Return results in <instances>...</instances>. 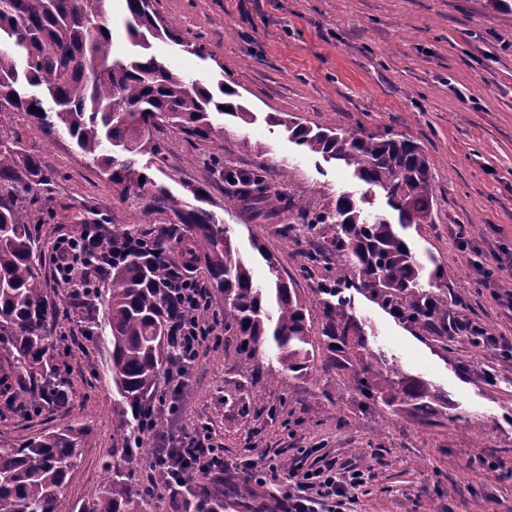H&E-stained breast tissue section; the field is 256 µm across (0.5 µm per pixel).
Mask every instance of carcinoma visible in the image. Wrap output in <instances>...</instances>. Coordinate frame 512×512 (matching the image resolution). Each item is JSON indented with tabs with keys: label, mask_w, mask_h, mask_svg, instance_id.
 Instances as JSON below:
<instances>
[{
	"label": "carcinoma",
	"mask_w": 512,
	"mask_h": 512,
	"mask_svg": "<svg viewBox=\"0 0 512 512\" xmlns=\"http://www.w3.org/2000/svg\"><path fill=\"white\" fill-rule=\"evenodd\" d=\"M108 2L0 0V350L28 377L18 390L0 388L5 406L38 414L69 402V383L58 373L46 332L54 303L44 288L27 209L30 193L53 182L54 173L24 153L9 126L8 117L21 113L47 135L67 134L100 179L122 199L136 201L143 214L172 216L183 225L182 254L203 266L209 288L224 297V346L234 349L246 384L255 388L265 376L287 372L301 376L320 357L323 370L343 378L381 419L389 413L425 424L439 414L462 419L448 414V398L437 386L404 372L385 351L370 346L365 324L344 295L349 288L362 291L420 335L433 332L435 321L448 315L447 291L436 287V273L424 277V266L403 235L412 225L431 221L434 210L432 172L420 145L401 133L373 135L359 126L338 130L274 119L293 143L342 162L381 193L397 212L395 223L367 211L366 200L348 193L313 209L271 190L259 174L224 171V181L234 187L224 206L246 205L266 219L295 208L307 233L316 237L302 265L306 274L319 275L315 303L321 327L314 338L308 302L283 278L274 255L253 243L267 267L266 282L257 283L233 243L232 229L210 209L206 189L186 183L185 195H176L149 174L166 165L165 148L155 135L162 126L208 140L223 131L215 124L218 116L247 123L251 113L224 101L237 95L224 80L211 88L190 83L150 53L153 39L181 42L177 27L153 11L152 0H125L126 31L137 50L115 56ZM100 222L112 225L114 239L131 235L118 215ZM177 269L175 263L130 256L112 270L101 325L94 285L98 267L84 262L78 287L67 289L65 298L82 310L85 335L111 348L109 373L130 409L118 416L125 445L112 449L107 482L75 505L65 502L63 490L85 447V427L12 448L0 445V512H149L146 495L122 464L146 447L143 421L162 431L154 415L161 371L183 374L188 367L172 329L180 298ZM264 346L278 369L255 362ZM174 495L180 512H224L228 496L242 500L246 512H267L257 505V491L231 476Z\"/></svg>",
	"instance_id": "1"
}]
</instances>
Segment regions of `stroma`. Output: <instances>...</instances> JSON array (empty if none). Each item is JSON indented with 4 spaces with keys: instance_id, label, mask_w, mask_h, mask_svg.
Listing matches in <instances>:
<instances>
[{
    "instance_id": "1",
    "label": "stroma",
    "mask_w": 512,
    "mask_h": 512,
    "mask_svg": "<svg viewBox=\"0 0 512 512\" xmlns=\"http://www.w3.org/2000/svg\"><path fill=\"white\" fill-rule=\"evenodd\" d=\"M159 14L174 21L182 45L153 41L151 51L183 75L209 85L224 80L256 119L225 117L224 132L200 141L163 128L159 138L167 173L203 186L223 203L222 169L259 171L284 196L324 205L336 194L361 196L366 184L350 168L303 152L277 117L308 125L363 127L417 139L433 173L436 205L431 222L411 227L406 238L422 258H434L448 290L451 315L481 324L504 339L482 347L456 335L447 321L420 339L394 314L356 289L346 292L357 316L367 320L369 342L394 355L408 373L438 385L457 404L460 419L422 424L404 416L378 419L362 397L333 373L313 366L247 395L250 415L225 406L224 395L242 383L233 349L207 339L183 379L180 395L159 378L155 395L169 400L168 433L152 438L164 448H212L229 473L249 475L246 459L277 467L280 480L268 493L284 496L288 467L300 449L321 448L328 457L368 472L348 493L342 512H512V315L480 281L464 236L481 249L512 253V5L496 10L487 0H156ZM200 42L209 54L186 51ZM30 156L55 173L28 202L41 246L45 286L57 288L53 243L76 235L82 224L115 213L143 238L158 229L177 235L180 225L144 215L78 154L66 135L30 129L10 119ZM259 151L239 146L241 138ZM224 222L254 276L266 267L254 257L260 239L278 257L282 274L305 299L316 278L302 270L306 240L280 237L273 220L229 209ZM81 314L57 298L49 323L55 363L70 384L66 407L33 415L0 403V445H17L77 421L88 425L81 461L65 489L74 504L97 491L120 447L117 415L123 401L108 376L107 345L85 336Z\"/></svg>"
}]
</instances>
